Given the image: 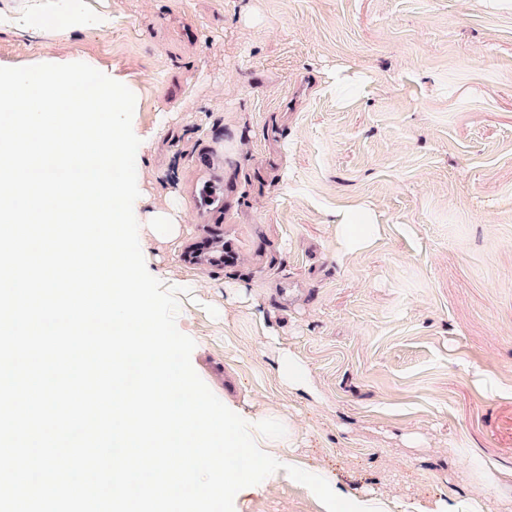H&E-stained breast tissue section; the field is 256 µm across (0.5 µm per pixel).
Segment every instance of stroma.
<instances>
[{
  "label": "stroma",
  "mask_w": 512,
  "mask_h": 512,
  "mask_svg": "<svg viewBox=\"0 0 512 512\" xmlns=\"http://www.w3.org/2000/svg\"><path fill=\"white\" fill-rule=\"evenodd\" d=\"M0 0L66 36L0 26V63L60 57L124 81L149 273L221 399L285 417L307 467L411 512H512V0ZM111 17L79 29L77 12ZM232 221H194L209 164ZM378 235L337 253L333 211ZM314 395L276 378L278 349ZM234 512H326L282 475ZM145 224H155L166 233H174L176 229V215L165 208L151 205L144 214Z\"/></svg>",
  "instance_id": "35a3bbf8"
}]
</instances>
